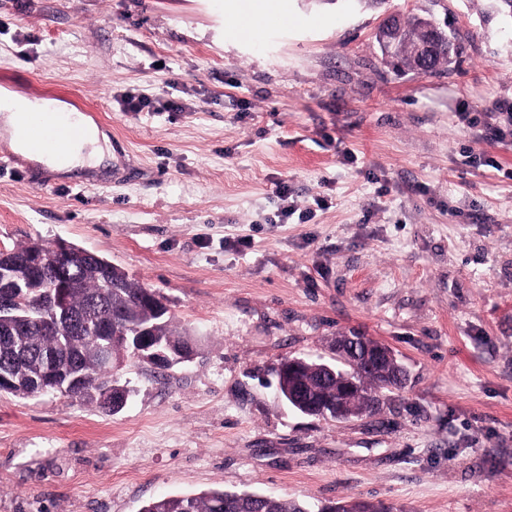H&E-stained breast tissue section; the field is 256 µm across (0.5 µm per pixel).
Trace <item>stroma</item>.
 Wrapping results in <instances>:
<instances>
[{
	"mask_svg": "<svg viewBox=\"0 0 512 512\" xmlns=\"http://www.w3.org/2000/svg\"><path fill=\"white\" fill-rule=\"evenodd\" d=\"M238 2L0 0V89L68 104L112 146L92 180L0 142V250L95 252L200 338L171 368L125 356L114 414L0 393V512L213 488L512 512V24L491 0H388L462 38L458 65L401 73L383 12L273 0L290 25L250 42L224 33ZM344 334L390 347L406 387L346 422L288 408L279 365ZM403 21L407 19L395 13H387L383 15L381 23L377 28L378 43L384 58H389L394 45L404 35Z\"/></svg>",
	"mask_w": 512,
	"mask_h": 512,
	"instance_id": "stroma-1",
	"label": "stroma"
}]
</instances>
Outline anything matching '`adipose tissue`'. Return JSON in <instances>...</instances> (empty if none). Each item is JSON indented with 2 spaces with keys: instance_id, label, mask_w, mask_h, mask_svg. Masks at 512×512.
I'll return each instance as SVG.
<instances>
[{
  "instance_id": "adipose-tissue-1",
  "label": "adipose tissue",
  "mask_w": 512,
  "mask_h": 512,
  "mask_svg": "<svg viewBox=\"0 0 512 512\" xmlns=\"http://www.w3.org/2000/svg\"><path fill=\"white\" fill-rule=\"evenodd\" d=\"M55 100L32 99L7 89L0 91V139L26 160L66 175L77 170H94L101 166L112 149L107 134L87 116H78L84 128L81 139L64 144L61 153L35 152L20 140L16 131L25 122L37 120L45 113L63 112Z\"/></svg>"
}]
</instances>
